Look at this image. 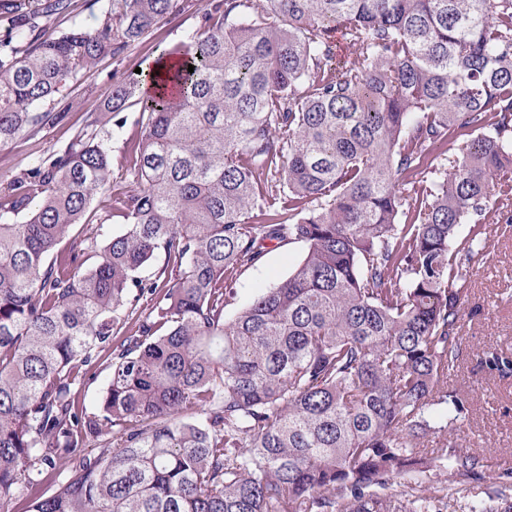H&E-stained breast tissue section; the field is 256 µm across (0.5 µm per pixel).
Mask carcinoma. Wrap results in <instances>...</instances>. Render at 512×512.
<instances>
[{
    "label": "carcinoma",
    "mask_w": 512,
    "mask_h": 512,
    "mask_svg": "<svg viewBox=\"0 0 512 512\" xmlns=\"http://www.w3.org/2000/svg\"><path fill=\"white\" fill-rule=\"evenodd\" d=\"M69 7L0 0L32 34L0 44V147L64 121L81 71L185 4L41 25ZM202 20L158 55L164 76L117 79L0 189V512H440L376 489L484 478L448 439L469 418L448 369L489 201L512 224V0H212ZM133 105L129 187L99 215ZM286 241L304 247L287 279L227 317L234 274ZM105 363L89 411L77 386ZM480 364L512 377V352ZM471 512H512V494Z\"/></svg>",
    "instance_id": "1"
}]
</instances>
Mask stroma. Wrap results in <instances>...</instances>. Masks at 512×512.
<instances>
[{
    "mask_svg": "<svg viewBox=\"0 0 512 512\" xmlns=\"http://www.w3.org/2000/svg\"><path fill=\"white\" fill-rule=\"evenodd\" d=\"M208 0H188L187 6L154 28L145 42L129 48L123 55L101 59L80 73L72 87L68 118L44 129L34 137L19 139L0 148V188L20 177L24 170L50 153L63 149L78 127L99 112L113 78L129 74L153 60L161 50L184 41L201 24V12ZM109 0H71L68 11L45 19L54 32L96 27L98 18L109 7ZM126 125L112 135L113 193L125 192L124 151L127 138L137 130L140 112L132 106L125 110ZM303 247L298 243L270 244L266 255L253 267L237 275L236 307L249 303L260 289L284 280L300 260ZM463 351L448 374L450 388L459 390L468 400L470 424L465 432L472 450L485 459V480L462 479L466 494L463 508L484 500L497 477L512 460V379L500 381L488 377L479 366L482 352L494 348H512V224L499 225L487 258L474 265L472 292L466 309Z\"/></svg>",
    "mask_w": 512,
    "mask_h": 512,
    "instance_id": "1",
    "label": "stroma"
}]
</instances>
